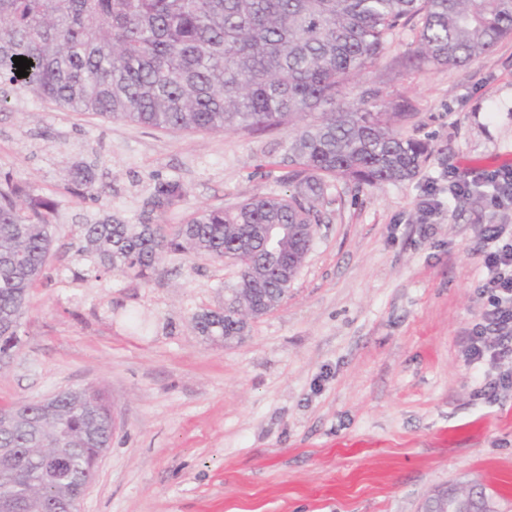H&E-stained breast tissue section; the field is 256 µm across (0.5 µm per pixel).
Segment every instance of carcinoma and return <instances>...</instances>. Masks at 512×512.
Here are the masks:
<instances>
[{"mask_svg":"<svg viewBox=\"0 0 512 512\" xmlns=\"http://www.w3.org/2000/svg\"><path fill=\"white\" fill-rule=\"evenodd\" d=\"M415 19L410 62L460 66L512 36V0H0V85L11 91L165 131L294 126L281 159L285 194L200 207L168 233L161 218L186 191L158 178L139 223L107 215L80 225L82 269L73 280L113 271L147 282L166 253L227 261L248 281L228 289L224 306L194 314V328L213 341L241 335L237 309L256 319L288 294L285 283L324 223L319 204L329 181L356 189L403 183L427 160V144L399 129L408 103L380 88L345 97ZM15 56L33 62L28 76H16ZM315 111L320 120L296 126ZM110 190L91 164L77 167L67 187L81 199ZM56 208L33 183L0 179V352L21 343L22 318L51 256ZM267 224L286 225L288 235L268 241ZM112 424V405L97 390L60 392L27 416L0 417V500L20 483L51 512L68 485L45 480V452L66 436L71 478L91 476Z\"/></svg>","mask_w":512,"mask_h":512,"instance_id":"obj_1","label":"carcinoma"}]
</instances>
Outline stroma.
Instances as JSON below:
<instances>
[{
    "instance_id": "obj_1",
    "label": "stroma",
    "mask_w": 512,
    "mask_h": 512,
    "mask_svg": "<svg viewBox=\"0 0 512 512\" xmlns=\"http://www.w3.org/2000/svg\"><path fill=\"white\" fill-rule=\"evenodd\" d=\"M414 39L401 30L347 98L382 87L408 99L402 131L429 144L428 160L401 184L332 182L287 297L228 342L205 340L192 317L223 305L237 266L168 254L147 283L75 282L77 226L137 221L159 177L187 190L171 226L201 206L284 193L289 129L160 131L28 93L0 111V178L58 203L49 279L0 371V405L105 393L112 443L80 512H426L452 490L512 512V388L485 398L490 369L464 355L486 303L478 233L512 227V202L448 190L512 155V38L464 66L423 69L405 63ZM91 163L112 186L97 203L63 190Z\"/></svg>"
}]
</instances>
